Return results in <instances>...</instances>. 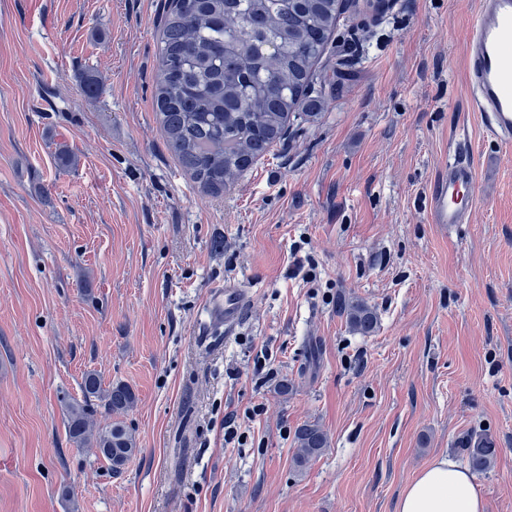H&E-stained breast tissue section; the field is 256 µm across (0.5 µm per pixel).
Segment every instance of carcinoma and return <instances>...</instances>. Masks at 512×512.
I'll list each match as a JSON object with an SVG mask.
<instances>
[{
	"instance_id": "obj_1",
	"label": "carcinoma",
	"mask_w": 512,
	"mask_h": 512,
	"mask_svg": "<svg viewBox=\"0 0 512 512\" xmlns=\"http://www.w3.org/2000/svg\"><path fill=\"white\" fill-rule=\"evenodd\" d=\"M158 52L155 114L179 166L202 191L220 193L284 140L292 118L318 116L324 77L316 65L343 18L345 0H172ZM349 327L363 336L378 326L362 301L343 302ZM83 399L66 406L70 440L93 448L120 471L137 452L121 417L136 402L122 383L107 389L87 372ZM112 414L100 427L94 401ZM297 468L320 456L327 433L314 422L295 432ZM498 448L488 439L469 449V464L485 471Z\"/></svg>"
}]
</instances>
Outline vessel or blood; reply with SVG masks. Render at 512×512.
<instances>
[{
    "mask_svg": "<svg viewBox=\"0 0 512 512\" xmlns=\"http://www.w3.org/2000/svg\"><path fill=\"white\" fill-rule=\"evenodd\" d=\"M465 86L472 111L484 133L504 149L512 148V0H478L469 38ZM476 170L469 154L454 155L430 186L431 223L450 227L469 223L475 199ZM244 304L240 290L217 291L210 303L214 317L232 327Z\"/></svg>",
    "mask_w": 512,
    "mask_h": 512,
    "instance_id": "vessel-or-blood-1",
    "label": "vessel or blood"
}]
</instances>
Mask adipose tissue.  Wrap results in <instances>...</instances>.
<instances>
[{
	"label": "adipose tissue",
	"mask_w": 512,
	"mask_h": 512,
	"mask_svg": "<svg viewBox=\"0 0 512 512\" xmlns=\"http://www.w3.org/2000/svg\"><path fill=\"white\" fill-rule=\"evenodd\" d=\"M488 504L469 471L448 457L423 468L406 487L397 512H487Z\"/></svg>",
	"instance_id": "ef3b65f1"
}]
</instances>
